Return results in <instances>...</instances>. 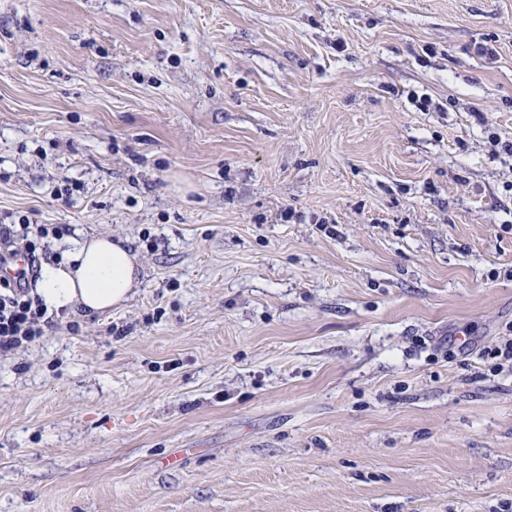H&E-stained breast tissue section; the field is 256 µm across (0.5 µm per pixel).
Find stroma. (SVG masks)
Listing matches in <instances>:
<instances>
[{
  "mask_svg": "<svg viewBox=\"0 0 512 512\" xmlns=\"http://www.w3.org/2000/svg\"><path fill=\"white\" fill-rule=\"evenodd\" d=\"M512 0H0V224L126 241L0 351V512H512Z\"/></svg>",
  "mask_w": 512,
  "mask_h": 512,
  "instance_id": "stroma-1",
  "label": "stroma"
}]
</instances>
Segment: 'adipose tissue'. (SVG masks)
Returning <instances> with one entry per match:
<instances>
[{
    "label": "adipose tissue",
    "instance_id": "ef3b65f1",
    "mask_svg": "<svg viewBox=\"0 0 512 512\" xmlns=\"http://www.w3.org/2000/svg\"><path fill=\"white\" fill-rule=\"evenodd\" d=\"M139 279V263L111 236H78L61 259L42 263L35 296L50 314L92 316L120 306Z\"/></svg>",
    "mask_w": 512,
    "mask_h": 512
}]
</instances>
